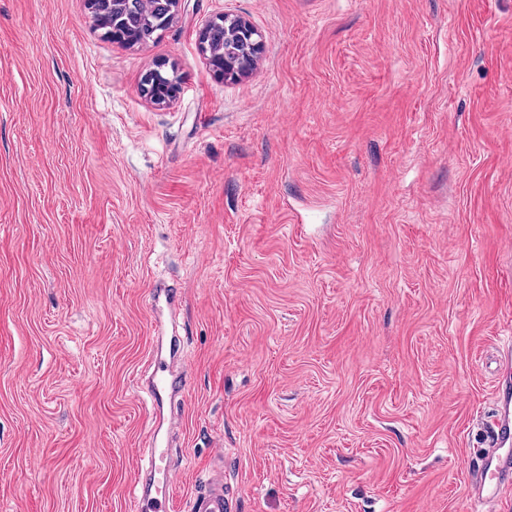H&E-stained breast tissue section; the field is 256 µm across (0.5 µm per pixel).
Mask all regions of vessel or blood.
<instances>
[{"instance_id": "b4317fda", "label": "vessel or blood", "mask_w": 512, "mask_h": 512, "mask_svg": "<svg viewBox=\"0 0 512 512\" xmlns=\"http://www.w3.org/2000/svg\"><path fill=\"white\" fill-rule=\"evenodd\" d=\"M182 340H158L149 354L152 373L146 381L151 417L147 446L142 451L134 487L132 512H175L176 476L170 461L167 434L171 426L167 404L186 394L187 374L180 367ZM494 389V409L477 448L480 464L474 490L495 501L504 485L512 483V354L502 364ZM223 470L212 477L190 501L189 512H228Z\"/></svg>"}]
</instances>
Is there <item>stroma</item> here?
Listing matches in <instances>:
<instances>
[{"mask_svg":"<svg viewBox=\"0 0 512 512\" xmlns=\"http://www.w3.org/2000/svg\"><path fill=\"white\" fill-rule=\"evenodd\" d=\"M218 13L263 42L235 81ZM159 282L180 508L220 448L232 512H481L512 0H182L134 46L86 0H0V512H130ZM227 28L235 29L236 35L240 38L242 43L243 51L248 56V59L241 64H234L227 60L224 64V70L220 67L215 69L221 73H224L225 77L237 78L244 76L248 73V66L258 58L262 51V40L257 30L246 20L240 17H230V15L221 13L218 14L203 24L199 33L200 48L204 54L209 55V33L213 26L224 24ZM257 35H256V34ZM178 304L176 297L165 288H157L152 296L151 309L156 320H161L166 313L171 314Z\"/></svg>","mask_w":512,"mask_h":512,"instance_id":"obj_1","label":"stroma"}]
</instances>
